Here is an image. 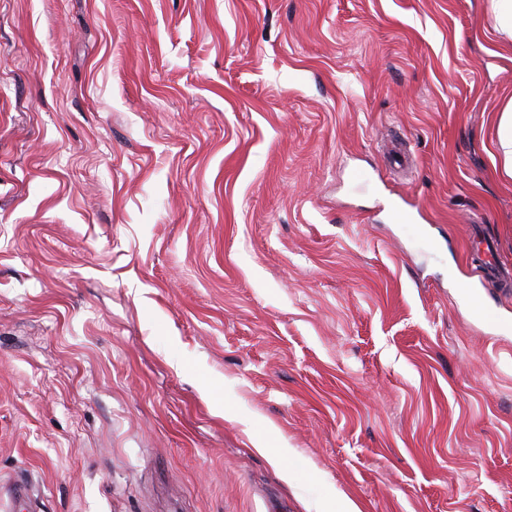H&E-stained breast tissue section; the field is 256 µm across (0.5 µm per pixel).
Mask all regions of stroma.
<instances>
[{
    "label": "stroma",
    "instance_id": "stroma-1",
    "mask_svg": "<svg viewBox=\"0 0 512 512\" xmlns=\"http://www.w3.org/2000/svg\"><path fill=\"white\" fill-rule=\"evenodd\" d=\"M511 99L490 0H0V479L512 512ZM494 147L502 159V169L506 176L512 177V100L500 113L496 125ZM470 248L477 254V257L486 268L501 272L497 260L498 249L495 241L485 236H476L470 242ZM465 300L468 305L478 313L481 323L489 334L495 335L497 331H508L510 328L502 320L500 315L492 308L488 307L483 297L474 292L467 291Z\"/></svg>",
    "mask_w": 512,
    "mask_h": 512
}]
</instances>
